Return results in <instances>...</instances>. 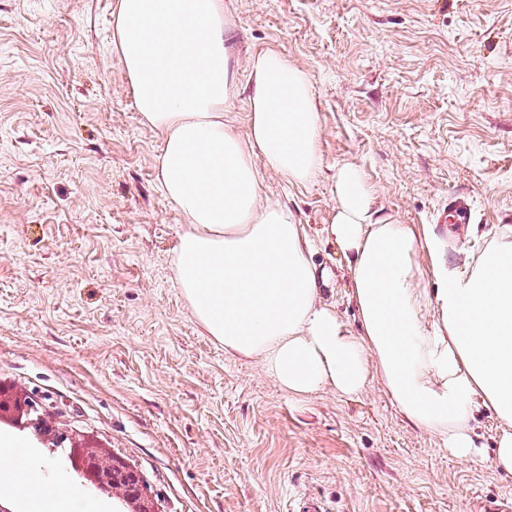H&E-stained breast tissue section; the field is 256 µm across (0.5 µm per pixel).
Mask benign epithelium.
Masks as SVG:
<instances>
[{"label": "benign epithelium", "instance_id": "1", "mask_svg": "<svg viewBox=\"0 0 512 512\" xmlns=\"http://www.w3.org/2000/svg\"><path fill=\"white\" fill-rule=\"evenodd\" d=\"M0 423L30 432L39 439L54 436L58 448L69 443V451L58 458L63 473L88 481L99 497L117 496L127 512H152L149 487L136 467L112 454L102 455L91 441L75 430L58 432L40 401L30 396L5 397L0 393Z\"/></svg>", "mask_w": 512, "mask_h": 512}]
</instances>
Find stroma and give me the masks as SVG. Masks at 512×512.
<instances>
[{
    "instance_id": "35a3bbf8",
    "label": "stroma",
    "mask_w": 512,
    "mask_h": 512,
    "mask_svg": "<svg viewBox=\"0 0 512 512\" xmlns=\"http://www.w3.org/2000/svg\"><path fill=\"white\" fill-rule=\"evenodd\" d=\"M116 0H0V382L141 469L160 512H495L512 474L458 460L378 381L297 402L225 355L173 279L182 219L163 135L112 49ZM230 70L273 49L307 71L322 128L308 185L263 192L303 224L323 295L358 319L324 227L337 169L382 215L429 225L453 268L512 228V0H224ZM468 224L437 223L450 200Z\"/></svg>"
}]
</instances>
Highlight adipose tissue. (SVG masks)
<instances>
[{"label":"adipose tissue","instance_id":"ef3b65f1","mask_svg":"<svg viewBox=\"0 0 512 512\" xmlns=\"http://www.w3.org/2000/svg\"><path fill=\"white\" fill-rule=\"evenodd\" d=\"M224 0H119L112 46L143 119L163 134L159 185L182 216L175 283L227 355L254 360L288 397L354 396L369 378L397 411L457 459L481 448L475 423L494 413L491 462L512 474V239L449 269L426 227L378 217L359 167L336 173L326 229L350 272L353 333L322 295L313 246L262 191L273 172L305 185L321 167V125L307 72L275 51L252 58L248 133L224 108L239 93L226 48ZM432 258L427 293L417 261ZM0 442V475L33 512H91L66 479L47 485L33 457Z\"/></svg>","mask_w":512,"mask_h":512}]
</instances>
